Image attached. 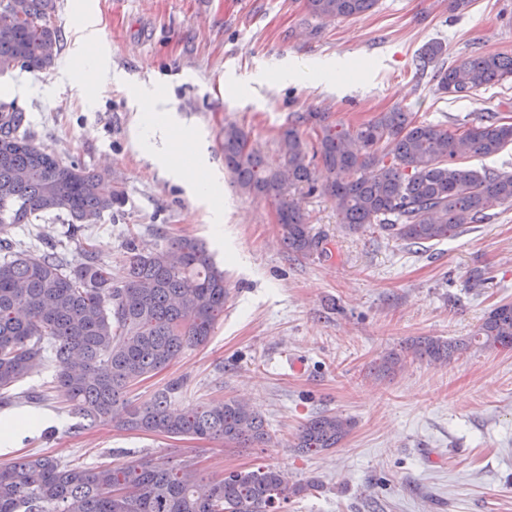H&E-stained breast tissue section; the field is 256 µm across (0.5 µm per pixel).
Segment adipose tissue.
Listing matches in <instances>:
<instances>
[{
	"label": "adipose tissue",
	"mask_w": 512,
	"mask_h": 512,
	"mask_svg": "<svg viewBox=\"0 0 512 512\" xmlns=\"http://www.w3.org/2000/svg\"><path fill=\"white\" fill-rule=\"evenodd\" d=\"M162 89H145L138 94L137 145L156 158L162 169L183 179L193 194L211 202L210 223L215 237H222L224 209L216 203L220 174L204 161L198 132L176 120L165 107Z\"/></svg>",
	"instance_id": "ef3b65f1"
}]
</instances>
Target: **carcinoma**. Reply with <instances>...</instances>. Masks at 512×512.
Returning <instances> with one entry per match:
<instances>
[{"instance_id":"carcinoma-1","label":"carcinoma","mask_w":512,"mask_h":512,"mask_svg":"<svg viewBox=\"0 0 512 512\" xmlns=\"http://www.w3.org/2000/svg\"><path fill=\"white\" fill-rule=\"evenodd\" d=\"M23 2L26 18L19 19L7 13L9 0H0V73L46 70L61 50L57 0ZM376 4L306 0L311 16L325 23L365 15ZM446 55L445 45L432 41L417 67L432 70L440 92L472 94L512 78V56L468 55L449 63ZM22 125V110L0 103L1 248L11 247L4 235L14 224L64 212L78 231L121 209L122 190L100 191L101 170L64 165L30 146ZM277 143L283 163L271 168L249 145L247 131L226 124L224 166L241 192L275 205L282 243L296 256L326 247L298 202L287 197L291 187L332 198L351 230L375 224L410 245L444 241L467 224L484 222L492 207L512 206V171L462 165L512 145V122L495 113L452 129L419 121L400 106L347 128L328 112H309L289 119ZM125 248L126 278L119 285L92 244L77 265L51 245L0 262V406L12 404V390L49 362L53 388L91 423L170 438H217L240 448L274 446L264 418L245 403L176 406L177 381L141 405L128 401L136 382L208 342L229 289L224 270L194 238L169 237L146 251L131 237ZM474 342L512 349L511 302L491 309L474 336L418 337L383 355L373 373L391 375L409 357L446 363ZM353 426L348 417L319 413L300 427L293 447L334 448ZM318 486L316 479L290 483L269 466L229 471L203 484L187 461L167 468L138 460L89 469L31 454L0 464V512H283L290 498Z\"/></svg>"}]
</instances>
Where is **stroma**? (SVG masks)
I'll return each mask as SVG.
<instances>
[{
  "mask_svg": "<svg viewBox=\"0 0 512 512\" xmlns=\"http://www.w3.org/2000/svg\"><path fill=\"white\" fill-rule=\"evenodd\" d=\"M61 58L76 49L83 18L94 21L106 67L93 94L60 67L0 75V102H16L24 124L62 163L108 169L104 187L126 195L122 212L86 229L114 281L125 276L124 243L146 249L161 235L202 240L226 276L229 297L209 341L185 350L165 370L133 386L138 405L168 382H182L180 406L235 398L265 419L278 444L228 448L223 441L169 438L112 425L86 426L60 400L34 405L52 370L33 373L4 409L26 427L0 442V463L40 453L96 467L147 459L190 461L202 477L260 465L320 489L291 499L284 512H512V350L472 347L445 364L410 361L379 378L372 364L418 336L473 335L485 315L512 302V206L437 244L416 247L379 227L340 224L334 202L294 197L327 252L297 258L281 241L274 205L241 193L224 172V126L243 127L270 166L277 135L292 113L328 112L356 126L395 106L418 120L454 124L498 112L512 117V79L468 96L437 92L417 75L423 46L464 54L512 55V0H471L461 12L446 0H378L368 14L322 23L304 0H58ZM335 58L347 69L328 87L277 81L295 64ZM157 85L167 107L196 127L208 162L221 170L224 238L216 240L206 203L160 173L138 149L132 94ZM18 249L60 244L82 259L64 216L12 228ZM487 276L475 284L473 271ZM330 412L355 425L338 447L303 454L295 434Z\"/></svg>",
  "mask_w": 512,
  "mask_h": 512,
  "instance_id": "1",
  "label": "stroma"
}]
</instances>
